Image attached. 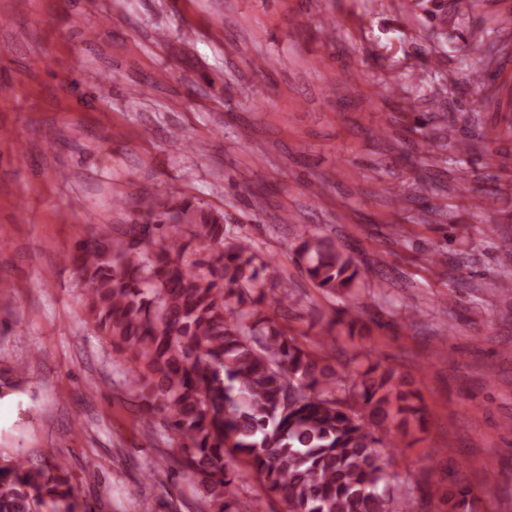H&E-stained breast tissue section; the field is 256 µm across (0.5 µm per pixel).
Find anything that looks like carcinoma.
<instances>
[{"instance_id":"obj_1","label":"carcinoma","mask_w":512,"mask_h":512,"mask_svg":"<svg viewBox=\"0 0 512 512\" xmlns=\"http://www.w3.org/2000/svg\"><path fill=\"white\" fill-rule=\"evenodd\" d=\"M142 220L98 224L67 255L87 285L95 332L131 364L128 386L178 440L177 464L206 493L209 512H250L234 492L245 463L284 512H419L413 492L388 481L379 449L423 429L418 392L380 360L351 377L332 362V329H367L346 306L311 350L265 311V285L291 295L247 235L226 217L181 197L142 200ZM295 252L313 284L346 294L376 274L327 235ZM471 490L453 486L443 512ZM0 512H92L71 479L23 459L0 465Z\"/></svg>"}]
</instances>
